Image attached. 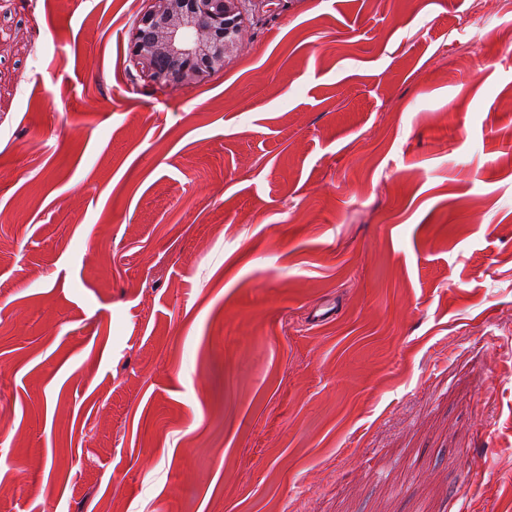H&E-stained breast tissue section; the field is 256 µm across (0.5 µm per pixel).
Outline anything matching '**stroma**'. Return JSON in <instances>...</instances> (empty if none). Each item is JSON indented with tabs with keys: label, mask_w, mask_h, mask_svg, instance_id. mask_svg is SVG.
<instances>
[{
	"label": "stroma",
	"mask_w": 512,
	"mask_h": 512,
	"mask_svg": "<svg viewBox=\"0 0 512 512\" xmlns=\"http://www.w3.org/2000/svg\"><path fill=\"white\" fill-rule=\"evenodd\" d=\"M149 5L0 0L11 512H512V0ZM129 54L160 89L199 83L240 48L244 0H150Z\"/></svg>",
	"instance_id": "35a3bbf8"
}]
</instances>
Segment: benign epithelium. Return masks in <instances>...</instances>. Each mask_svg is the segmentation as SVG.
Returning a JSON list of instances; mask_svg holds the SVG:
<instances>
[{
  "label": "benign epithelium",
  "mask_w": 512,
  "mask_h": 512,
  "mask_svg": "<svg viewBox=\"0 0 512 512\" xmlns=\"http://www.w3.org/2000/svg\"><path fill=\"white\" fill-rule=\"evenodd\" d=\"M129 54L160 89L199 83L240 48L244 0H151Z\"/></svg>",
  "instance_id": "1"
}]
</instances>
